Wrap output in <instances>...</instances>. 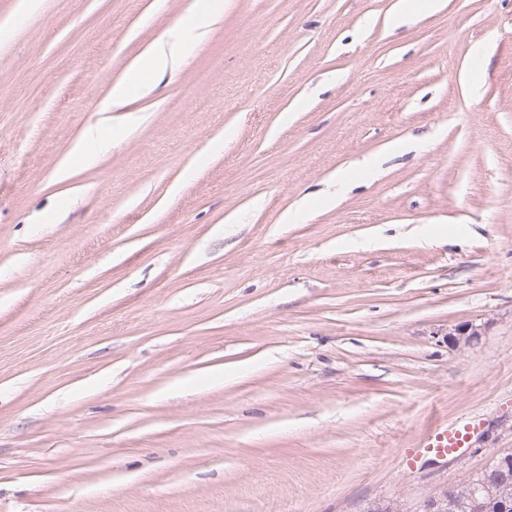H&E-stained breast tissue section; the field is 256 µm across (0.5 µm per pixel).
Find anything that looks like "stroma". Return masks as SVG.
Wrapping results in <instances>:
<instances>
[{
	"label": "stroma",
	"mask_w": 512,
	"mask_h": 512,
	"mask_svg": "<svg viewBox=\"0 0 512 512\" xmlns=\"http://www.w3.org/2000/svg\"><path fill=\"white\" fill-rule=\"evenodd\" d=\"M205 3L0 0V512H424L512 451V0H224L101 111ZM168 66V60L162 55H148L142 58L136 67L128 74L127 78L112 86L108 98L102 105L101 111L109 112L120 104H124L141 87V75L143 72H151L162 78ZM481 325L467 322L448 329V345L456 348H466L479 340L482 335ZM479 427L480 423L471 419L434 428L427 433L419 448L404 449L407 464L410 466L419 453L428 452L442 457L454 456L464 448H469L471 437Z\"/></svg>",
	"instance_id": "obj_1"
}]
</instances>
